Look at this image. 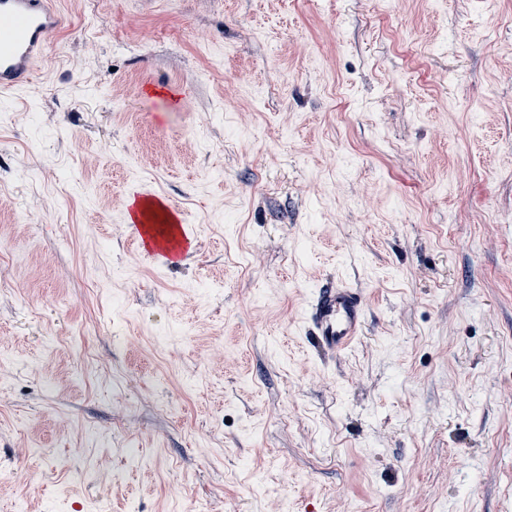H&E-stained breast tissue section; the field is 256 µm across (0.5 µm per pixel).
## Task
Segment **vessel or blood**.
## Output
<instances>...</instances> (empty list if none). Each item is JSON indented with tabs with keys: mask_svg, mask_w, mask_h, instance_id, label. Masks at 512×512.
<instances>
[{
	"mask_svg": "<svg viewBox=\"0 0 512 512\" xmlns=\"http://www.w3.org/2000/svg\"><path fill=\"white\" fill-rule=\"evenodd\" d=\"M64 20L52 0H0V91L31 80L35 63L47 50ZM139 246L165 264L175 263L192 249L194 237L168 201L150 190H140L127 209ZM312 334L318 346L343 353L362 335L365 318L361 294L339 280L319 289L309 310Z\"/></svg>",
	"mask_w": 512,
	"mask_h": 512,
	"instance_id": "b4317fda",
	"label": "vessel or blood"
}]
</instances>
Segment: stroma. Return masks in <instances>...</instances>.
I'll list each match as a JSON object with an SVG mask.
<instances>
[{
	"instance_id": "obj_1",
	"label": "stroma",
	"mask_w": 512,
	"mask_h": 512,
	"mask_svg": "<svg viewBox=\"0 0 512 512\" xmlns=\"http://www.w3.org/2000/svg\"><path fill=\"white\" fill-rule=\"evenodd\" d=\"M56 6L0 92V512H512V0ZM127 209L129 224H135V240L164 264L176 263L191 250L194 237L182 224L168 201L153 191L142 189ZM309 318L317 345L343 353L363 333L362 296L347 282L338 279L319 289L310 305Z\"/></svg>"
}]
</instances>
